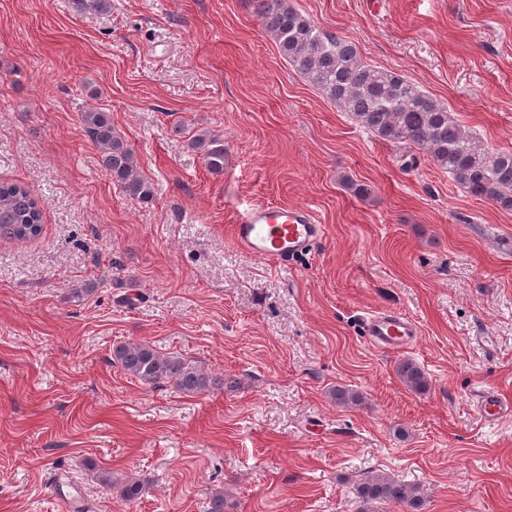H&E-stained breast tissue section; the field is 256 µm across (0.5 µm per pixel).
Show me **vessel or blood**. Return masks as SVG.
<instances>
[{
  "label": "vessel or blood",
  "instance_id": "1",
  "mask_svg": "<svg viewBox=\"0 0 512 512\" xmlns=\"http://www.w3.org/2000/svg\"><path fill=\"white\" fill-rule=\"evenodd\" d=\"M232 234L235 243L255 257L285 263L322 244L326 227L308 207L264 204L244 209ZM363 325L370 342L383 350L401 348L418 333L416 324L397 312L369 316ZM476 407L488 420L512 415V406L492 391L478 394Z\"/></svg>",
  "mask_w": 512,
  "mask_h": 512
}]
</instances>
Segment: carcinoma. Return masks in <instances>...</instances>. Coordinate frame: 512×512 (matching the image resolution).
Wrapping results in <instances>:
<instances>
[{
    "mask_svg": "<svg viewBox=\"0 0 512 512\" xmlns=\"http://www.w3.org/2000/svg\"><path fill=\"white\" fill-rule=\"evenodd\" d=\"M256 13L280 55L293 63L306 81L316 87L362 127L391 143H405L422 152L434 166L448 171L477 198L512 208V151L487 146L458 123L448 108L400 73L366 63L355 43L324 35L291 0H256ZM87 136L100 148L102 164L112 183L134 201L154 196L152 181L138 170L133 150L112 127V115L97 109L81 113ZM201 152L208 170L224 172V145L204 136L189 140ZM44 204L21 183H0V239L26 242L42 230ZM112 360L141 383L171 384L192 396L224 388V379L212 377L199 366L174 354L162 353L146 342L125 343L113 349ZM406 387L428 388L424 370L411 360L398 364ZM145 485L128 480L122 495L134 502ZM358 512H386L390 504L406 512H422L425 497L419 485L375 474L356 488Z\"/></svg>",
    "mask_w": 512,
    "mask_h": 512,
    "instance_id": "obj_1",
    "label": "carcinoma"
}]
</instances>
